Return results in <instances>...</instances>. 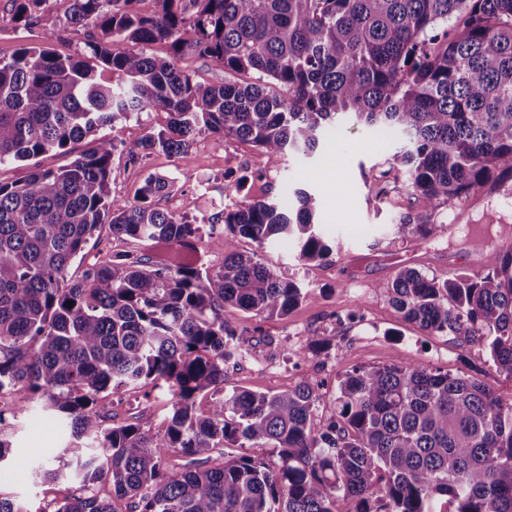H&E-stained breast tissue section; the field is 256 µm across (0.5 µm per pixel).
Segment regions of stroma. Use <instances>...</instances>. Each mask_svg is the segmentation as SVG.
<instances>
[{"label":"stroma","instance_id":"obj_1","mask_svg":"<svg viewBox=\"0 0 512 512\" xmlns=\"http://www.w3.org/2000/svg\"><path fill=\"white\" fill-rule=\"evenodd\" d=\"M67 7V0H48L40 27L29 31L12 23L9 0H0V59L10 58L21 45L42 43L44 32L59 26ZM396 143V136L352 127L327 137L312 158H260L250 144L211 133L197 138L185 162L161 151L139 163L129 162L124 153H113L112 196L133 200L148 175L168 176L169 190L153 203L200 226L207 245L205 265L213 272L224 263V225L218 217L232 203L225 194L226 175H240L258 165L262 174L250 179L249 197H271L301 187L321 198L320 222L335 237L339 254L325 263L304 264L291 244L264 249L265 262L297 282L306 298L283 318L259 319L226 310V318L242 329L241 341L248 353L225 364V388L277 393L309 377L322 386L313 419L318 426L336 413L338 381L359 367L418 364L476 377L502 400H512V378L490 367L484 347L460 337L430 335L404 321L386 289L406 267L440 280L486 274L489 251L512 243V192L473 197L458 208L439 206L431 217L430 236L394 239L392 224L411 209L408 178L399 174L395 189L381 197L375 194L374 179L386 169ZM141 248V243L101 227L70 273L80 276L87 264L105 254ZM311 336L331 338L334 346L325 355H305ZM4 402L22 407L23 412L7 429L12 452L0 464V497L24 501L31 512H43L50 501L63 500L78 488L69 476L46 485L30 480L32 467L52 460L66 445L67 429L29 391H14ZM107 404L116 420L135 417L156 432L162 430L170 409L163 386L148 396L138 390L111 397Z\"/></svg>","mask_w":512,"mask_h":512}]
</instances>
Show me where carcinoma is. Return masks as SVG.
Here are the masks:
<instances>
[{"label":"carcinoma","mask_w":512,"mask_h":512,"mask_svg":"<svg viewBox=\"0 0 512 512\" xmlns=\"http://www.w3.org/2000/svg\"><path fill=\"white\" fill-rule=\"evenodd\" d=\"M139 2L70 0L45 43L0 59V166L29 162L24 177L0 179V392L24 387L66 421L64 454L80 483L43 512H512V401L477 378L413 364L357 368L319 428L320 394L306 378L275 394L224 389V363L246 353L224 310L285 317L305 299L258 251L288 241L305 263L333 254L314 193L249 198L259 168L228 181L240 201L222 211L216 273L127 252L69 275L104 224L201 253L199 226L152 204L167 176H149L132 202L111 196L109 181L114 151L186 161L203 132L248 142L259 158H309L348 121L394 130L402 145L375 178L377 195L391 171H404L419 213L401 216L392 234L428 236L438 206L512 183V0H155L151 13ZM10 3L12 21L31 29L47 0ZM68 31L84 33L83 51L50 47ZM158 42L167 56L147 51ZM188 53L220 64L224 83L183 72L177 59ZM153 110L165 126L126 141L123 119ZM83 140L69 164H39ZM240 238L256 250H240ZM388 288L406 321L481 343L512 378V248L491 252L477 280L408 268ZM162 383L164 431L105 424L103 399ZM20 412L0 406V464L11 452L7 417ZM89 434L96 452L81 446ZM226 448H270L278 462L228 459ZM61 474L42 464L30 479ZM102 484L112 494L100 495Z\"/></svg>","instance_id":"1"}]
</instances>
